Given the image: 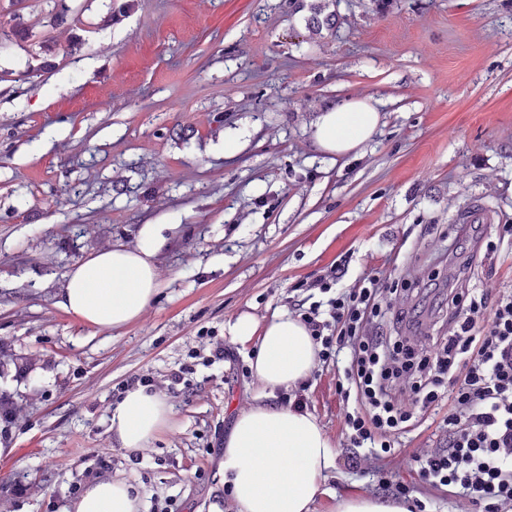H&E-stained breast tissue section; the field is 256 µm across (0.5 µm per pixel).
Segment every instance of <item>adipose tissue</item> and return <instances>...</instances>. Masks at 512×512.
<instances>
[{"label":"adipose tissue","instance_id":"obj_1","mask_svg":"<svg viewBox=\"0 0 512 512\" xmlns=\"http://www.w3.org/2000/svg\"><path fill=\"white\" fill-rule=\"evenodd\" d=\"M381 114L369 99L351 98L321 113L313 129L316 148L349 154L374 135ZM159 224L142 225L134 245L100 248L74 265L55 296L60 309L79 320L112 329L139 320L154 302L161 283L155 259L166 243ZM224 333L243 347L257 393L237 413L224 436L218 464L226 485L228 512H311L336 463L333 442L316 416L276 404L309 379L318 365V347L294 314L270 318L242 313L224 324ZM172 407L158 391L135 388L110 414V429L127 459L143 455L171 422ZM132 483L100 476L85 485L71 512H143Z\"/></svg>","mask_w":512,"mask_h":512}]
</instances>
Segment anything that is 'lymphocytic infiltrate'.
Here are the masks:
<instances>
[{
	"instance_id": "lymphocytic-infiltrate-1",
	"label": "lymphocytic infiltrate",
	"mask_w": 512,
	"mask_h": 512,
	"mask_svg": "<svg viewBox=\"0 0 512 512\" xmlns=\"http://www.w3.org/2000/svg\"><path fill=\"white\" fill-rule=\"evenodd\" d=\"M344 275L335 267L314 280L327 302L293 312L320 365L336 369L349 467L377 477L382 492L402 490L394 444L421 426L417 409L444 404L435 439L402 453L417 463L420 486L452 512H512V292L450 289L430 332L391 305L408 299V279L369 275L345 290Z\"/></svg>"
}]
</instances>
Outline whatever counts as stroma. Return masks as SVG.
I'll return each mask as SVG.
<instances>
[{
	"label": "stroma",
	"mask_w": 512,
	"mask_h": 512,
	"mask_svg": "<svg viewBox=\"0 0 512 512\" xmlns=\"http://www.w3.org/2000/svg\"><path fill=\"white\" fill-rule=\"evenodd\" d=\"M80 0L51 33L0 43V512H64L99 474L127 479L144 512L224 507L218 462L253 379L205 364L229 344L224 323L268 317L300 286L346 269L343 287L412 273L417 291L512 289V258L455 249L463 216L481 233L512 225V0H334L333 30L313 32L324 0ZM80 51L69 52L72 36ZM354 96L381 103L359 152L317 150L313 123ZM234 138L239 151L224 154ZM164 225L161 289L139 320L105 330L59 309L65 274L92 250L133 244ZM192 366L188 385L170 375ZM147 376L174 407L145 455L113 446L109 413ZM305 397L345 454L336 373L317 369ZM330 493L378 495L376 479L337 462Z\"/></svg>",
	"instance_id": "35a3bbf8"
}]
</instances>
